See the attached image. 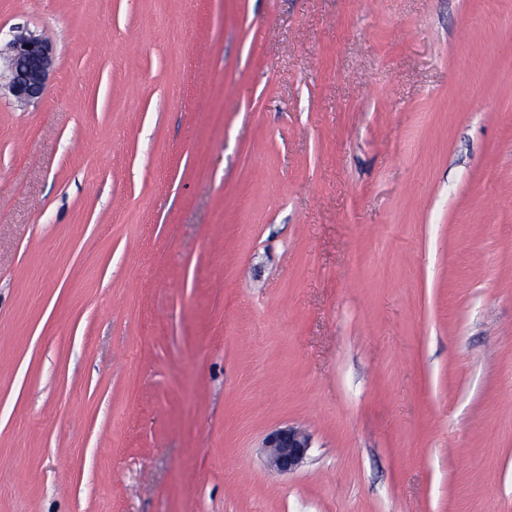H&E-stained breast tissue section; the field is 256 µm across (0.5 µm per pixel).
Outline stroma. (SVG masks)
<instances>
[{
  "label": "stroma",
  "mask_w": 512,
  "mask_h": 512,
  "mask_svg": "<svg viewBox=\"0 0 512 512\" xmlns=\"http://www.w3.org/2000/svg\"><path fill=\"white\" fill-rule=\"evenodd\" d=\"M15 26L55 60L0 94V512H512V0ZM311 447L312 440L307 431L294 425L273 430L262 443L268 466L282 474L298 469Z\"/></svg>",
  "instance_id": "35a3bbf8"
}]
</instances>
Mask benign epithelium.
Returning a JSON list of instances; mask_svg holds the SVG:
<instances>
[{
  "mask_svg": "<svg viewBox=\"0 0 512 512\" xmlns=\"http://www.w3.org/2000/svg\"><path fill=\"white\" fill-rule=\"evenodd\" d=\"M7 51L8 90L23 103L39 100L54 64L52 44L41 36L16 27L9 31ZM262 447L265 448L268 466L288 474L304 462L312 448V440L306 430L286 425L270 432Z\"/></svg>",
  "mask_w": 512,
  "mask_h": 512,
  "instance_id": "7a95c632",
  "label": "benign epithelium"
}]
</instances>
